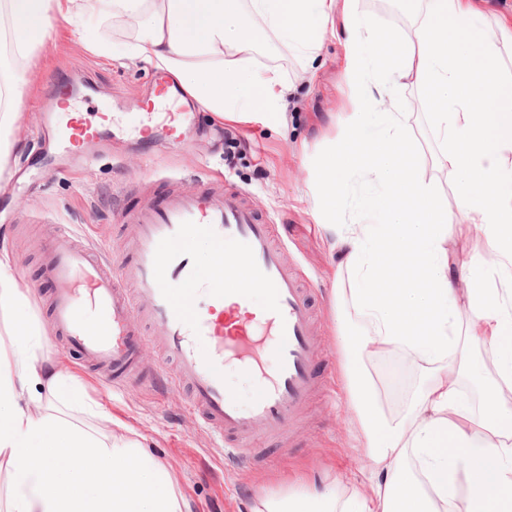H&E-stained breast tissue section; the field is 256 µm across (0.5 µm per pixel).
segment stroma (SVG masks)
Returning a JSON list of instances; mask_svg holds the SVG:
<instances>
[{"label": "stroma", "instance_id": "35a3bbf8", "mask_svg": "<svg viewBox=\"0 0 512 512\" xmlns=\"http://www.w3.org/2000/svg\"><path fill=\"white\" fill-rule=\"evenodd\" d=\"M357 7L372 19L377 36L399 42L409 38L412 22L403 0H357ZM249 41L256 65L276 70L288 88L284 112H240L220 121L204 111L201 124L221 125L223 139L201 134L190 149L182 150L165 142L147 147L126 138L103 149L89 146L82 167H71L63 156L52 169L42 164L37 136L40 104L49 100L57 78L70 77L79 87L93 84L95 94L79 103L87 121L117 110L127 123L135 120L153 72L132 56L108 61L82 43L72 28L60 29L28 62L30 84L23 117L14 131L20 146L16 167L36 169L38 176L29 186H0V253L10 256L16 286L28 295L43 330L40 354L72 375L84 390L86 405L71 411V419L94 424L85 408L101 406L112 417L114 434L137 439L172 472L176 492L191 512H254L261 498L293 491L301 481L336 483L362 492L372 484V462L352 430L343 338L335 312L343 310L348 325L355 328L361 319L346 292L348 274L331 238L313 216L308 189L313 161L329 150L338 133L336 116L349 108L342 85L344 38L325 39L309 58L270 31L250 34ZM419 99L416 90L400 86L381 99L379 109L400 113L402 130L415 146L419 177L433 182L448 200V181L433 166L442 143L431 111L420 107ZM166 177L176 179L187 193L198 192L208 179L242 191L255 211L276 224L284 262L316 290L318 348L328 361L335 398L317 399L294 448L268 464L247 470L227 467L223 447L212 443L184 411L183 389H161L145 378L112 383L59 348L49 333L47 286L34 241L47 233L49 225L68 224L80 239L93 240L122 258L124 235L116 221L115 198L123 194L134 202L155 196ZM360 360L376 380L383 409L390 415L406 413L412 396L428 380L424 368L401 347L382 355L366 350Z\"/></svg>", "mask_w": 512, "mask_h": 512}]
</instances>
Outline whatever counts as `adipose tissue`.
Returning a JSON list of instances; mask_svg holds the SVG:
<instances>
[{
    "label": "adipose tissue",
    "instance_id": "ef3b65f1",
    "mask_svg": "<svg viewBox=\"0 0 512 512\" xmlns=\"http://www.w3.org/2000/svg\"><path fill=\"white\" fill-rule=\"evenodd\" d=\"M357 0H0V177L10 174L27 72L21 62L44 47L56 18L79 31L95 53L114 51L93 22L122 17L138 24L130 53L171 74L206 111L256 112L280 107V77L258 70L245 45L247 26L273 31L313 54L329 32L348 47L344 82L352 109L342 133L315 160L310 194L319 224L333 233L349 273V296L363 329L351 350L403 346L445 373L414 397L400 417L382 409L379 389L358 359L346 375L354 426L377 476L370 493L303 486L261 501L257 512H512V67L495 41L512 26H489L479 0H409L414 29L405 46L365 53L374 39ZM398 76L429 101L444 148L434 166L446 172L455 200L416 173L413 147L395 112L375 106ZM369 175L374 192L346 220L349 181ZM480 225L483 255L459 264L448 243ZM0 261V464L13 470L6 512H185L167 469L127 436L85 427L51 399L79 403L78 392L39 355L28 300ZM474 329L462 333L459 305ZM492 355L497 379L480 410L459 387L473 344Z\"/></svg>",
    "mask_w": 512,
    "mask_h": 512
}]
</instances>
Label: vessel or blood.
<instances>
[{
    "label": "vessel or blood",
    "instance_id": "1",
    "mask_svg": "<svg viewBox=\"0 0 512 512\" xmlns=\"http://www.w3.org/2000/svg\"><path fill=\"white\" fill-rule=\"evenodd\" d=\"M153 91L166 109L146 115V128L164 136L178 125V144L196 128L194 106L175 82L155 74ZM48 122L65 126L66 146L79 150L119 132L141 138L143 129L103 117ZM128 248L120 263L93 242H77L57 226L39 246L45 261L54 336L81 363L109 380L128 379L143 349L165 355L151 372L161 388L186 387V408L210 440L224 448L227 465L266 461L270 441L288 449L311 397L326 385L316 348L318 329L312 289L282 260L275 227L262 223L240 192L207 184L199 193L168 189L158 197L120 207ZM225 261L224 276L206 279L195 261V239ZM262 289L259 317L224 316L226 293L247 304ZM252 375L255 391L241 405L224 384V367Z\"/></svg>",
    "mask_w": 512,
    "mask_h": 512
}]
</instances>
